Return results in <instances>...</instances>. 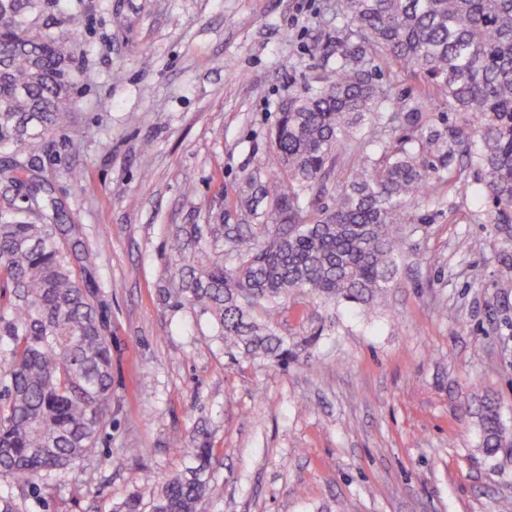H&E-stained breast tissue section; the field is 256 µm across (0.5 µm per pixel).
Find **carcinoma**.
Returning <instances> with one entry per match:
<instances>
[{
  "mask_svg": "<svg viewBox=\"0 0 512 512\" xmlns=\"http://www.w3.org/2000/svg\"><path fill=\"white\" fill-rule=\"evenodd\" d=\"M47 0H0V167L23 205L0 212V479L41 495L56 477L93 462L112 425V337L80 224L60 223L50 184L23 182L22 148L64 126L76 73L66 44L38 25ZM342 25L315 46L316 86L281 108L268 152L236 193L252 223L229 240L214 224H183L169 242L164 300L208 316L246 359L286 365L302 346L282 333L288 298L331 311L377 305L395 286L409 208L459 185V147L481 173L486 223L512 249V0H336ZM420 80L418 94L390 108L375 58ZM440 96L465 128L430 123ZM373 129L360 133L366 114ZM355 161L320 203L342 151ZM482 451L512 448L496 403H484ZM185 470L143 507L133 493L112 512H210L214 453L200 437L176 442Z\"/></svg>",
  "mask_w": 512,
  "mask_h": 512,
  "instance_id": "cac0c4a2",
  "label": "carcinoma"
}]
</instances>
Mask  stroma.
Instances as JSON below:
<instances>
[{"label": "stroma", "mask_w": 512, "mask_h": 512, "mask_svg": "<svg viewBox=\"0 0 512 512\" xmlns=\"http://www.w3.org/2000/svg\"><path fill=\"white\" fill-rule=\"evenodd\" d=\"M336 0H57L79 70L71 123L32 146L64 221L81 224L112 338V426L98 468L50 501L0 480L23 512H110L181 471L171 436L205 430L212 512H512V449L481 450L495 400L512 430V281L472 194L440 187L411 214L385 306L321 325L308 298L282 330L313 337L288 369L239 357L208 317L164 305L167 238L223 207L269 147L290 93L313 85ZM84 174L81 184L69 171Z\"/></svg>", "instance_id": "1"}]
</instances>
